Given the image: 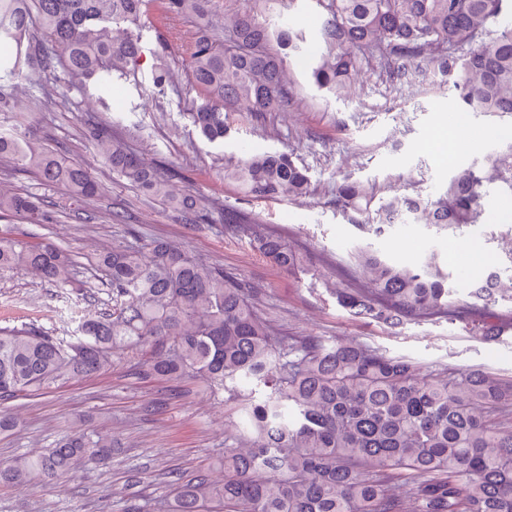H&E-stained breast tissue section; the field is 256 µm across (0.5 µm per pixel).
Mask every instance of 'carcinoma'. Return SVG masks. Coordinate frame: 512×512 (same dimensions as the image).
<instances>
[{
  "label": "carcinoma",
  "mask_w": 512,
  "mask_h": 512,
  "mask_svg": "<svg viewBox=\"0 0 512 512\" xmlns=\"http://www.w3.org/2000/svg\"><path fill=\"white\" fill-rule=\"evenodd\" d=\"M295 0H251L232 17L214 0H0V42L15 52L0 57V112L11 109V79L24 75L41 104L65 103L68 83H109L136 76L141 46L133 30L155 19L195 22L184 48L189 78L201 103L187 116L210 143L230 131L229 115L256 120L285 112L299 86L288 60L303 50L291 23L275 24ZM325 14L324 47L309 64L320 91L342 96L373 59L388 63L386 81L401 85L422 64L451 83L469 112L512 114V0H316ZM97 156L113 177L178 210L186 224H204L209 204L176 196L161 175L112 126L87 123ZM0 157L34 170L42 184L85 204L102 187L91 169L34 142L0 131ZM224 181L257 199L310 191L305 169L279 153L248 154L224 164ZM512 191V144L486 153L434 199L376 197L355 181L336 188V207L380 237L395 224L454 230L475 224L486 189ZM55 224L36 192L0 193V218ZM256 250L278 268L304 258L260 224L249 227ZM354 263L368 291L337 290L341 306L390 328L409 320L446 317L470 335L495 340L507 333L496 320L499 302L512 304L509 265L489 270L453 302L450 273L438 253L392 263L367 246ZM74 251L51 241L30 243L12 224H0V271L25 270L41 283H78ZM112 309L86 315L72 333L40 327H0V402L60 379L100 375L116 348L145 352L149 375L197 379L226 393L249 420L224 439L221 474L178 485L169 512H512V423L501 407L512 403V379L480 368L458 374H420L406 356L362 343L319 336L285 339L259 313L253 291L223 268L190 256L162 238L146 246L126 242L97 254ZM262 396L255 397L256 392ZM112 438L75 420L69 433L41 453L0 462V482L43 487L104 463Z\"/></svg>",
  "instance_id": "cac0c4a2"
}]
</instances>
